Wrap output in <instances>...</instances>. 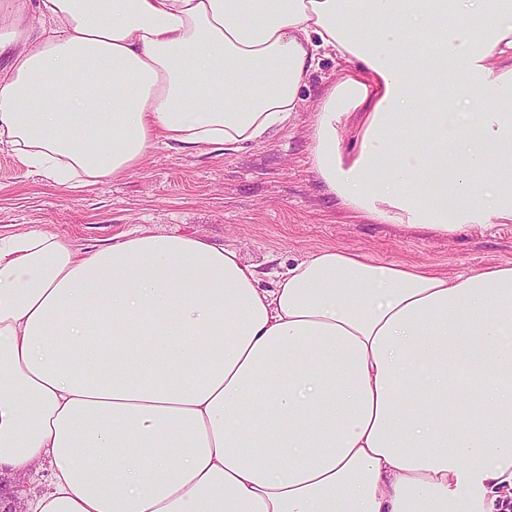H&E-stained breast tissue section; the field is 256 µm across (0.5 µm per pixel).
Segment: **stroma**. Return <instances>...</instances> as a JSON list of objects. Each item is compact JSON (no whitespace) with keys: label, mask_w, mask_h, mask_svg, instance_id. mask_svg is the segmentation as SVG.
Here are the masks:
<instances>
[{"label":"stroma","mask_w":512,"mask_h":512,"mask_svg":"<svg viewBox=\"0 0 512 512\" xmlns=\"http://www.w3.org/2000/svg\"><path fill=\"white\" fill-rule=\"evenodd\" d=\"M338 70L336 59L322 58L300 111L260 143L224 153L160 143L126 177L80 191L0 149V232L45 230L78 252L133 230L182 234L236 250L266 283L328 247L451 274L512 261V224L441 236L370 222L326 194L309 164L310 116Z\"/></svg>","instance_id":"35a3bbf8"}]
</instances>
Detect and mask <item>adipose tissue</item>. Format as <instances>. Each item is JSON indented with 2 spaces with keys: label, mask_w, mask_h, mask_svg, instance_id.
<instances>
[{
  "label": "adipose tissue",
  "mask_w": 512,
  "mask_h": 512,
  "mask_svg": "<svg viewBox=\"0 0 512 512\" xmlns=\"http://www.w3.org/2000/svg\"><path fill=\"white\" fill-rule=\"evenodd\" d=\"M38 25L26 24V15ZM0 146L54 184L311 117L327 194L452 236L512 223V0H0ZM426 51L404 56L411 33ZM354 148H346L348 130ZM102 463L90 465L88 455ZM116 462L109 476L105 461ZM512 484V262L0 234V512H494Z\"/></svg>",
  "instance_id": "ef3b65f1"
}]
</instances>
